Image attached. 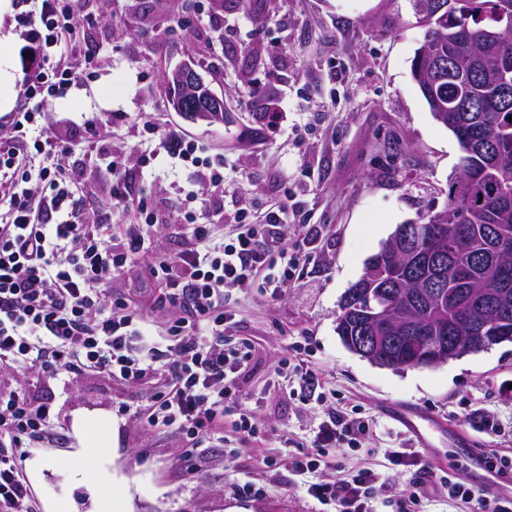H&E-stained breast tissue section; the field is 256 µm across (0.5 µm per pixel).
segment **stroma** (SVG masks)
<instances>
[{"label": "stroma", "instance_id": "35a3bbf8", "mask_svg": "<svg viewBox=\"0 0 512 512\" xmlns=\"http://www.w3.org/2000/svg\"><path fill=\"white\" fill-rule=\"evenodd\" d=\"M184 12L183 0H79L91 17L88 41L105 57L89 79L72 86L46 110L55 133L71 144L58 162L72 174L83 216L111 207L113 157H145L132 171L133 197L115 211L113 223L142 220L140 200L162 215L152 249L131 271L113 276L112 293L140 301L146 330L160 337L179 318L176 310H152L155 290L147 269L156 253L181 250L179 203L195 187L192 168L157 152L154 138L135 120L148 115L179 122L205 154L224 159V196L208 219L217 236L231 234L243 204L260 208L297 196L288 244L305 252L288 290L272 298L260 288L224 290L232 320L225 345L247 339L248 364L233 378L255 419V438L237 444L212 442L189 457L174 430L147 426L140 413L152 401L153 381L128 383L85 371L50 376L0 368V389L47 402L64 439L40 449L50 466L35 489L38 512L47 498L68 495L73 512H109L106 498L66 482L62 465L80 445L74 424L86 417L93 432H107L104 452L131 477L135 512H316L284 455L286 440L308 441L333 400L360 406L378 422L375 432L349 451L342 467H326L321 479L340 470L371 467L401 490L421 477L398 465L389 448L411 441L422 462L466 484L485 483L489 496H512V439L484 429L483 411L512 424V342L469 353L435 367L392 370L353 354L336 332L339 303L363 274L367 259L401 224H418L445 210L448 181L460 150L438 124L411 75L425 28L413 0H200ZM32 0H9L0 46L25 72L28 43L15 21ZM193 64L210 89L224 98V120L212 123L180 116L170 104L164 74ZM259 84L262 99L248 100L247 84ZM282 115L268 128L265 112ZM127 114L123 125L113 113ZM97 135L86 138V121ZM304 360L325 397L303 406L277 368L284 359ZM274 466L265 467L263 458ZM255 481L254 495L235 492Z\"/></svg>", "mask_w": 512, "mask_h": 512}]
</instances>
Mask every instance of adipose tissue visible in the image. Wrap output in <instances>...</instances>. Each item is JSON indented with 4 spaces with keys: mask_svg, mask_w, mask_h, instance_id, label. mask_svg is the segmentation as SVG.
I'll return each instance as SVG.
<instances>
[{
    "mask_svg": "<svg viewBox=\"0 0 512 512\" xmlns=\"http://www.w3.org/2000/svg\"><path fill=\"white\" fill-rule=\"evenodd\" d=\"M75 429L80 433L81 448L64 466L67 480L107 497L112 512H133L128 481L110 470L100 449L99 435L85 432L80 421L76 422Z\"/></svg>",
    "mask_w": 512,
    "mask_h": 512,
    "instance_id": "obj_1",
    "label": "adipose tissue"
}]
</instances>
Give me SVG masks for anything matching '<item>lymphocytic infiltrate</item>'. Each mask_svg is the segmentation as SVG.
Wrapping results in <instances>:
<instances>
[{
	"mask_svg": "<svg viewBox=\"0 0 512 512\" xmlns=\"http://www.w3.org/2000/svg\"><path fill=\"white\" fill-rule=\"evenodd\" d=\"M40 2L39 10L16 16L36 55L13 115L0 120V131L10 132L0 140V170L12 174L0 191V207L8 214L0 223V368L52 375L89 370L132 383L160 377L145 422L175 429L189 451H198L206 442L223 439L228 427L224 412L236 403L225 380L250 358L247 342L230 349L221 342L228 324L224 290L257 286L274 298L285 293L300 263L284 234L293 212L280 207L259 222L240 214L234 234L219 241L213 225L198 223L194 210H186L192 247L163 257L149 273L158 283L154 306L185 309L192 318L176 321L165 343L148 342L137 307L113 297L105 283L134 268L150 249L152 224L126 225L122 237L113 239L111 210L85 221L75 210L65 170L32 166L34 154L44 153L47 145L62 154L68 151L65 142L50 136L28 140L41 108L100 65L99 50L76 40L81 21L75 0ZM140 124L169 157L190 164L211 192L223 191V158L199 156L195 139L178 126H159L146 116ZM49 419L47 403L0 391V512H36L16 450L34 440L56 441ZM372 428V419L342 406L319 423L309 445L287 451L319 512H372L363 501L367 490L393 495L390 482L371 469L333 482L315 478L327 464L328 449L344 455ZM437 490L446 491L449 500L463 501L466 512H512L511 497L490 498L434 472L408 501L418 510Z\"/></svg>",
	"mask_w": 512,
	"mask_h": 512,
	"instance_id": "1",
	"label": "lymphocytic infiltrate"
}]
</instances>
